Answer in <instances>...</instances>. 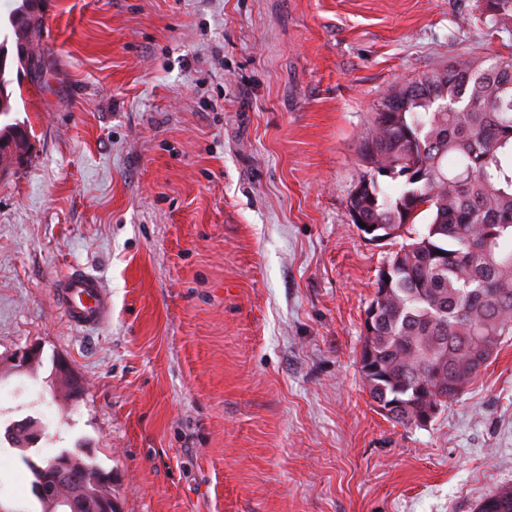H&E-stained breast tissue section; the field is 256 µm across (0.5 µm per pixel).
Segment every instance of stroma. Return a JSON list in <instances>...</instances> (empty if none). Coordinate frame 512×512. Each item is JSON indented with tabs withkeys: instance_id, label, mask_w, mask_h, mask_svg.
Segmentation results:
<instances>
[{
	"instance_id": "stroma-1",
	"label": "stroma",
	"mask_w": 512,
	"mask_h": 512,
	"mask_svg": "<svg viewBox=\"0 0 512 512\" xmlns=\"http://www.w3.org/2000/svg\"><path fill=\"white\" fill-rule=\"evenodd\" d=\"M28 133L0 172V512L39 460L112 473L115 512H475L512 487V336L428 427L365 389L364 312L402 238L347 211L380 101L512 56L483 0H42ZM81 266L111 316L74 328ZM36 346L41 360L18 366ZM64 363L65 372L55 370ZM29 419L41 436H7ZM54 295L70 323L79 329L99 326L111 309L109 293L101 282L77 269L58 279Z\"/></svg>"
}]
</instances>
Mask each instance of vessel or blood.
<instances>
[{
	"instance_id": "1",
	"label": "vessel or blood",
	"mask_w": 512,
	"mask_h": 512,
	"mask_svg": "<svg viewBox=\"0 0 512 512\" xmlns=\"http://www.w3.org/2000/svg\"><path fill=\"white\" fill-rule=\"evenodd\" d=\"M54 295L70 323L79 329L99 326L111 309L110 296L101 282L77 269L58 279Z\"/></svg>"
}]
</instances>
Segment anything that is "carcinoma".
<instances>
[{
	"instance_id": "carcinoma-1",
	"label": "carcinoma",
	"mask_w": 512,
	"mask_h": 512,
	"mask_svg": "<svg viewBox=\"0 0 512 512\" xmlns=\"http://www.w3.org/2000/svg\"><path fill=\"white\" fill-rule=\"evenodd\" d=\"M42 0H22L10 18L14 45L30 41L44 23ZM485 23L512 17V0H484ZM17 82L39 78L41 54L9 55L0 42V117L12 112ZM27 141L18 124L0 127V170L20 159ZM362 174L351 190L352 223L393 224L409 242L379 270L380 301L373 334L359 353L364 384L379 407L399 408L390 419L414 425L415 404L444 407L456 400L512 335V57H458L385 97L359 140ZM399 184L391 194L379 178ZM426 215L422 231L416 220ZM40 512L65 488L27 459ZM111 478L87 488L78 512H104ZM476 512H512V487L484 498Z\"/></svg>"
}]
</instances>
